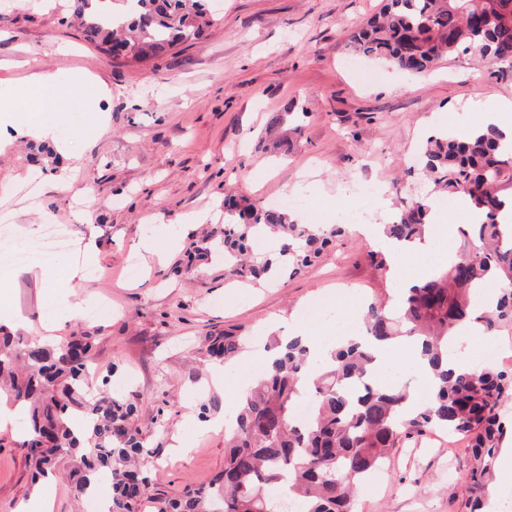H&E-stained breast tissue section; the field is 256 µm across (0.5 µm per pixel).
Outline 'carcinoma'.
Listing matches in <instances>:
<instances>
[{
    "label": "carcinoma",
    "instance_id": "obj_1",
    "mask_svg": "<svg viewBox=\"0 0 512 512\" xmlns=\"http://www.w3.org/2000/svg\"><path fill=\"white\" fill-rule=\"evenodd\" d=\"M72 2L86 42L108 57L120 47L133 61L162 56L216 22L203 0H123L121 14L108 0ZM348 47L412 74L461 54L511 73L512 0H386L379 14L351 32ZM422 156L435 193L463 196L482 212V222L471 225L474 242L432 279L405 289L397 309L369 303L366 336L331 350L308 389L302 382L309 350L297 340H275V356L225 431L224 470L176 497L148 494L151 478L139 459L150 450L124 393L113 386L89 390V334L48 345L0 325V401L18 407L32 479L53 477L64 467L85 496L108 474L111 495L103 512H277L274 505L285 500L299 503L301 512H352L359 484L393 448L441 429L462 435L472 455L463 512H484L495 456L512 431L501 413L512 397V369L450 367L448 344L490 281L501 293L477 316L484 335L512 324V226L499 221L512 205V143L497 127L480 126L464 136H430ZM432 213L431 195L413 199L383 225L384 234L412 242ZM344 229L296 224L261 201L230 196L224 223L188 254L187 267L217 252L224 274L242 282L271 280L278 271L299 274ZM405 336L419 341L420 358L433 371L431 406L421 411L411 407L408 386L374 378L375 348ZM240 349L241 337L224 332L208 337L205 354L225 363ZM305 394L312 414L299 424L293 410Z\"/></svg>",
    "mask_w": 512,
    "mask_h": 512
}]
</instances>
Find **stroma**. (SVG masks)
Here are the masks:
<instances>
[{
	"label": "stroma",
	"mask_w": 512,
	"mask_h": 512,
	"mask_svg": "<svg viewBox=\"0 0 512 512\" xmlns=\"http://www.w3.org/2000/svg\"><path fill=\"white\" fill-rule=\"evenodd\" d=\"M384 0H219V24L168 54L128 64L85 42L69 0H16L0 9V95H12L32 74L58 80L59 109L45 120L69 134L54 169L36 172L28 138L0 128V187L42 178L37 206L0 195L11 239L35 242L45 220L69 225L75 247L65 264L32 253L42 275L27 269L0 278V307L21 314L27 335L55 343L81 331L94 338L99 376L135 377L125 393L151 455V491L169 497L211 481L224 468V434L210 420L229 412L235 384L214 381L198 350L209 333L245 336L246 351L295 326L323 344L335 328L315 318L339 306L359 317L371 301L394 302L392 274L372 265V245L348 229L304 274L250 286L224 277V262L202 261L194 274L174 275L200 244L206 225L224 221V196L265 200L301 195L304 221L327 223L358 198L345 189L358 178L383 184L389 204L415 197L423 182L414 156L436 129L484 123V114L512 102V75L460 56L433 71L405 76L365 59L347 66L345 34L378 13ZM82 74L74 92L70 79ZM111 94L99 99V84ZM305 113L290 151L277 157L261 141L273 113ZM151 241L148 252L135 253ZM95 248L99 271L84 274ZM140 274L129 278L130 263ZM71 283L72 301L107 302L108 312L49 331L50 283ZM470 467L464 441L433 431L393 449L380 481L356 497L362 512H460ZM47 496L52 512H88L87 499L59 479L32 484L14 429L0 430V512Z\"/></svg>",
	"instance_id": "stroma-1"
}]
</instances>
